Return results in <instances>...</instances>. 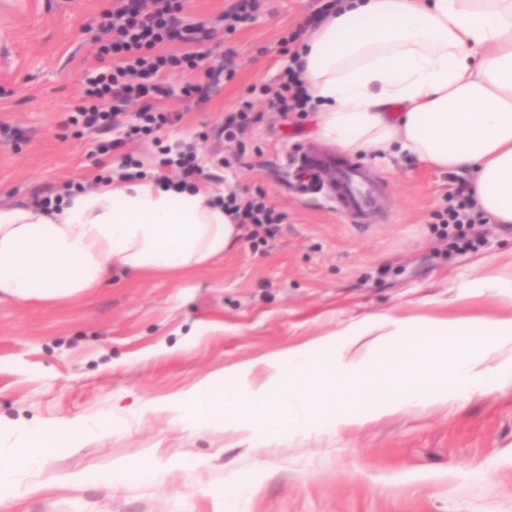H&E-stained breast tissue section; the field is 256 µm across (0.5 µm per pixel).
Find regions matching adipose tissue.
Instances as JSON below:
<instances>
[{
    "mask_svg": "<svg viewBox=\"0 0 512 512\" xmlns=\"http://www.w3.org/2000/svg\"><path fill=\"white\" fill-rule=\"evenodd\" d=\"M318 136L351 155L408 153L430 167L471 173L481 210L512 224V0H343L302 50ZM239 230L203 189L117 180L46 210L0 208V302L54 301L97 288L115 267H201ZM111 419L29 429L0 456V491L17 472L107 433ZM150 462L75 483L164 481Z\"/></svg>",
    "mask_w": 512,
    "mask_h": 512,
    "instance_id": "adipose-tissue-1",
    "label": "adipose tissue"
}]
</instances>
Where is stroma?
Instances as JSON below:
<instances>
[{
  "instance_id": "35a3bbf8",
  "label": "stroma",
  "mask_w": 512,
  "mask_h": 512,
  "mask_svg": "<svg viewBox=\"0 0 512 512\" xmlns=\"http://www.w3.org/2000/svg\"><path fill=\"white\" fill-rule=\"evenodd\" d=\"M232 0H188L194 20L216 27ZM325 0H263L253 22L205 48L230 63L232 80L181 95L192 72L167 75L164 111L174 125L109 156L95 133L67 124L95 66L105 0H0V207L56 196L70 181L94 188L122 155L144 176L178 179L158 164V144H195L212 194L264 195L286 216L275 237L236 247L200 270H110L89 294L51 303H0V452L25 426L113 417L20 472L0 512H512V371L492 389L426 408L405 407L363 426L307 438L250 439L215 423L202 432L132 408L188 390L234 365L333 336L336 346L394 351L373 322L382 315L487 318L512 315V224L482 220L474 247L450 248L436 224L466 175L406 156H355L380 187L375 210L355 224L328 191L304 194L294 158L336 155L315 135L314 113L282 120L268 100L236 141L224 115L252 87L273 84L289 63L281 45ZM361 324L358 336H344ZM167 467L162 482L111 487L73 475L122 461Z\"/></svg>"
}]
</instances>
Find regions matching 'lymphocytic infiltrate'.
<instances>
[{"label": "lymphocytic infiltrate", "instance_id": "f902f5d3", "mask_svg": "<svg viewBox=\"0 0 512 512\" xmlns=\"http://www.w3.org/2000/svg\"><path fill=\"white\" fill-rule=\"evenodd\" d=\"M184 11L185 0H110L101 12V28L108 39L96 50L97 64L86 77L83 95L69 113L68 123L91 131L121 128L130 139L148 136L173 121L170 113L154 104L163 90L164 76L189 70L210 79L221 74L233 78V69L207 64L208 54L200 46L211 33L190 21ZM301 36L297 29L285 37L290 64L275 86L260 89L271 106L285 115L306 111L311 100L302 77ZM169 42L188 45L189 50L180 55L164 52ZM136 101L140 109L129 112V105ZM217 202L236 224L249 228L253 240L274 236L276 226L286 219L260 194L247 196L232 190Z\"/></svg>", "mask_w": 512, "mask_h": 512}]
</instances>
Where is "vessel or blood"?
I'll return each mask as SVG.
<instances>
[{"mask_svg": "<svg viewBox=\"0 0 512 512\" xmlns=\"http://www.w3.org/2000/svg\"><path fill=\"white\" fill-rule=\"evenodd\" d=\"M306 166H326L335 168L336 177L330 186L329 194L336 206L353 223H361L363 218L375 207L378 199L376 187L363 178L359 168L351 164H335L333 159L309 158Z\"/></svg>", "mask_w": 512, "mask_h": 512, "instance_id": "1", "label": "vessel or blood"}]
</instances>
